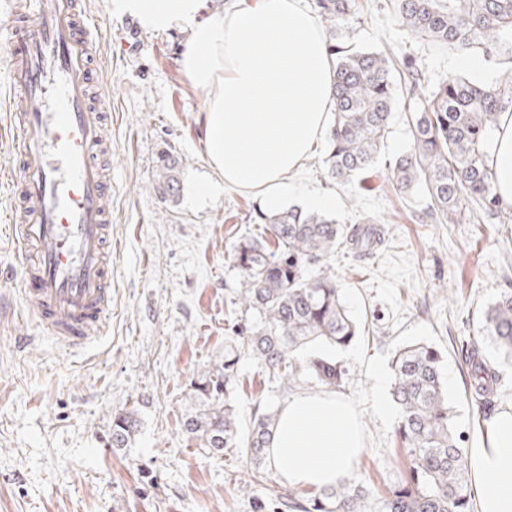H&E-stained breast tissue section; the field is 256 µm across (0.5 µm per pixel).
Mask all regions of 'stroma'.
<instances>
[{
  "label": "stroma",
  "instance_id": "obj_1",
  "mask_svg": "<svg viewBox=\"0 0 512 512\" xmlns=\"http://www.w3.org/2000/svg\"><path fill=\"white\" fill-rule=\"evenodd\" d=\"M358 3L336 29L345 44L414 54L429 87L452 73L479 83L497 77L492 62L480 60L476 73L469 56L412 41L379 0ZM89 8L92 20L110 29L98 44L96 69L112 88V317L106 333L76 355L28 316L4 178L17 147L0 137V512H284L271 481L255 480L244 449L207 453L183 427L191 380L222 362L227 342L251 322L239 306L241 273L228 253L242 237L259 234L262 202L218 185L210 168L207 95L180 65L191 30L147 29L135 16L111 12L109 0H90ZM406 102L398 96L364 188L326 177L322 138L288 199L300 208L306 195L322 194L333 199L329 213L340 221L381 224L372 255H336L360 332L332 352L346 370L338 395L358 410L365 436L350 480L375 495L400 480L398 415H382L377 406L379 391L390 388L396 349L425 343L442 353L465 440L487 426L469 396L464 353L471 344L500 374L493 410L512 402V362L481 334L485 307L512 290V222L413 221L424 194L397 195L385 179L389 163L410 146ZM167 155L180 167L181 191L171 200L151 188ZM319 391L307 382L284 386L242 354L235 385L241 432L255 414ZM122 412L134 413L139 427L128 447L115 448L112 418Z\"/></svg>",
  "mask_w": 512,
  "mask_h": 512
}]
</instances>
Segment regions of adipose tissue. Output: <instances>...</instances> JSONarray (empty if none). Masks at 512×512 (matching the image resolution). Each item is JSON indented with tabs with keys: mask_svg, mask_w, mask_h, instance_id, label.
Here are the masks:
<instances>
[{
	"mask_svg": "<svg viewBox=\"0 0 512 512\" xmlns=\"http://www.w3.org/2000/svg\"><path fill=\"white\" fill-rule=\"evenodd\" d=\"M155 29L189 26L181 65L207 94V157L226 185L256 191L278 209L322 134L333 103V66L322 26L304 0H257L199 20L201 0H113ZM496 193L512 206V113L490 154ZM364 449L357 409L335 394H299L283 406L270 440L272 466L289 486L349 478ZM476 512H512V404L466 454Z\"/></svg>",
	"mask_w": 512,
	"mask_h": 512,
	"instance_id": "obj_1",
	"label": "adipose tissue"
}]
</instances>
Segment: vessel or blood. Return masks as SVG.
I'll return each instance as SVG.
<instances>
[{
	"mask_svg": "<svg viewBox=\"0 0 512 512\" xmlns=\"http://www.w3.org/2000/svg\"><path fill=\"white\" fill-rule=\"evenodd\" d=\"M8 14L11 229L29 315L79 351L112 314V91L93 81L102 37L87 0H0Z\"/></svg>",
	"mask_w": 512,
	"mask_h": 512,
	"instance_id": "obj_1",
	"label": "vessel or blood"
}]
</instances>
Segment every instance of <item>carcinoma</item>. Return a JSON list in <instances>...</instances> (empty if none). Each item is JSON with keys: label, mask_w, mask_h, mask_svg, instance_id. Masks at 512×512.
I'll return each instance as SVG.
<instances>
[{"label": "carcinoma", "mask_w": 512, "mask_h": 512, "mask_svg": "<svg viewBox=\"0 0 512 512\" xmlns=\"http://www.w3.org/2000/svg\"><path fill=\"white\" fill-rule=\"evenodd\" d=\"M395 21L412 40L437 49L483 56L499 68L498 78L476 84L462 75L439 81L420 94L423 73L408 53L394 57L378 51H354L336 36L326 39L335 59L334 123L324 161L328 179L354 185L378 161L398 89L409 98L412 144L388 167L387 179L403 195L422 189L427 205L418 216L434 224H504L512 207L500 202L488 153L499 117L512 113V0H389ZM330 30L355 15L356 0H317ZM175 161L167 159L153 190L163 197L179 192ZM263 231L239 240L229 260L242 275L240 297L257 322L244 345L273 377L292 387L304 379L336 390L346 372L336 359L315 354L307 364L297 353L310 346H348L358 323L339 288L333 261L339 249L373 254L381 229L368 220L346 227L318 212L290 207L260 217ZM482 332L512 360V291H505L483 314ZM239 343L224 349V361L191 381L198 409L186 414L184 428L211 453L246 448L252 470L266 475L269 443L278 415L255 417L247 438L238 434L234 382ZM470 397L481 413L489 411L499 375L477 346L467 350ZM391 398L398 409L396 434L402 447L403 478L374 497L344 481L324 487L303 504L293 491L281 496L291 512H474L453 407L448 400L444 365L438 350L421 343L404 345L391 360ZM130 413L112 419V447L125 448L137 432Z\"/></svg>", "instance_id": "obj_1"}]
</instances>
